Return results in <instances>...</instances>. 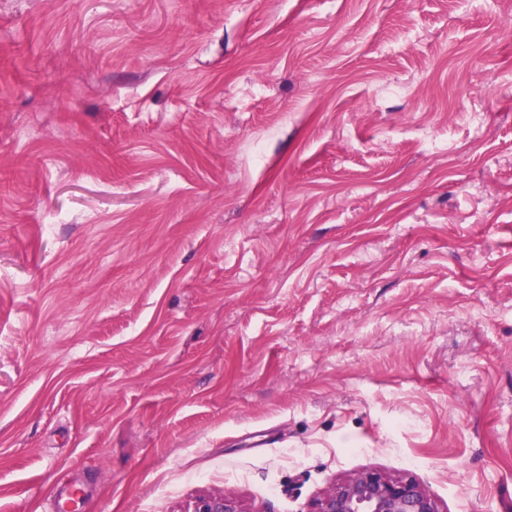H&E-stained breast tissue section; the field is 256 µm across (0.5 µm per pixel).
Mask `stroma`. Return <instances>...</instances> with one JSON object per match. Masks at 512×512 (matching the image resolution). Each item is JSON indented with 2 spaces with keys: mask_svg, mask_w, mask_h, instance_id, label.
I'll return each instance as SVG.
<instances>
[{
  "mask_svg": "<svg viewBox=\"0 0 512 512\" xmlns=\"http://www.w3.org/2000/svg\"><path fill=\"white\" fill-rule=\"evenodd\" d=\"M512 512V7L0 0V512ZM311 512H440L411 477H392L373 469L348 476L325 491ZM187 512H242V510L224 493H215L196 498Z\"/></svg>",
  "mask_w": 512,
  "mask_h": 512,
  "instance_id": "35a3bbf8",
  "label": "stroma"
}]
</instances>
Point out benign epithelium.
Segmentation results:
<instances>
[{"label": "benign epithelium", "mask_w": 512, "mask_h": 512, "mask_svg": "<svg viewBox=\"0 0 512 512\" xmlns=\"http://www.w3.org/2000/svg\"><path fill=\"white\" fill-rule=\"evenodd\" d=\"M187 512H242L222 493L202 495ZM311 512H440L431 498L411 477H392L373 469L348 476L325 491Z\"/></svg>", "instance_id": "1"}]
</instances>
